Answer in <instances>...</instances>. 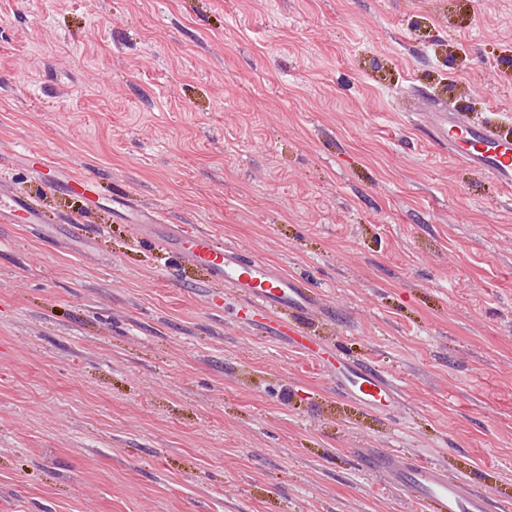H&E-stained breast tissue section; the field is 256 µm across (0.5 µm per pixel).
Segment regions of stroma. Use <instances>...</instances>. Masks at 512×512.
<instances>
[{"label": "stroma", "mask_w": 512, "mask_h": 512, "mask_svg": "<svg viewBox=\"0 0 512 512\" xmlns=\"http://www.w3.org/2000/svg\"><path fill=\"white\" fill-rule=\"evenodd\" d=\"M411 93L512 124V0H0V186L48 217L0 222V512H427L375 448L512 512V187ZM120 196L302 277L400 397L184 289ZM22 155L25 157V159H35V165L41 171L55 172L56 187L61 186L62 181L67 189L71 188L75 192H81L82 194H86L87 192H89L88 181L75 174L69 175V173L58 167L56 163L47 156L33 151L24 152ZM331 356L335 364L330 359L328 361L336 369V379L344 383L348 395L359 403L380 410L397 399L398 394L390 381L372 364L352 360L340 346Z\"/></svg>", "instance_id": "1"}]
</instances>
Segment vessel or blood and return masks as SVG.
Returning <instances> with one entry per match:
<instances>
[{
    "label": "vessel or blood",
    "instance_id": "obj_1",
    "mask_svg": "<svg viewBox=\"0 0 512 512\" xmlns=\"http://www.w3.org/2000/svg\"><path fill=\"white\" fill-rule=\"evenodd\" d=\"M413 104L425 110L434 138L447 145L454 158L512 186V132L504 130L501 122L489 118L477 125H466L459 120L456 109L434 107L423 97L414 98ZM34 159L38 169L55 172L57 181L65 187L88 192L85 179L58 169L43 154H35ZM157 243L163 250L179 249L186 263L208 271V279L196 283L195 292L210 297L217 289H232L245 313L267 320L277 335H288L291 320L308 314L317 305L315 294L304 288L300 279L263 260L244 259L233 248L217 245L210 234L167 224ZM334 360L337 379L359 403L379 410L397 399L390 381L372 364L352 360L341 350L336 351ZM366 466L388 484L409 491L427 504L430 512H489L485 496L472 493L464 481L448 477L429 456L404 462L394 451L377 449L368 455Z\"/></svg>",
    "mask_w": 512,
    "mask_h": 512
}]
</instances>
